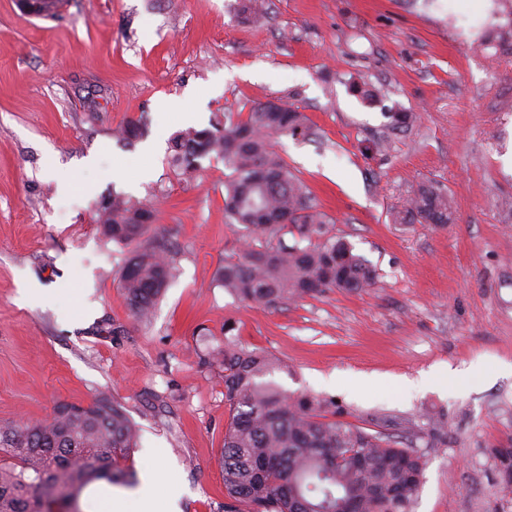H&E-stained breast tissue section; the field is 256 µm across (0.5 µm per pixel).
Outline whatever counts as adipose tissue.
Segmentation results:
<instances>
[{
  "mask_svg": "<svg viewBox=\"0 0 512 512\" xmlns=\"http://www.w3.org/2000/svg\"><path fill=\"white\" fill-rule=\"evenodd\" d=\"M144 472L145 482L133 491L116 492L108 486L90 488L85 512H127L131 505L136 512H177L175 499L162 496L159 491L156 461H148Z\"/></svg>",
  "mask_w": 512,
  "mask_h": 512,
  "instance_id": "obj_1",
  "label": "adipose tissue"
}]
</instances>
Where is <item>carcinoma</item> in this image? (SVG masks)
I'll list each match as a JSON object with an SVG mask.
<instances>
[{"label": "carcinoma", "instance_id": "1", "mask_svg": "<svg viewBox=\"0 0 512 512\" xmlns=\"http://www.w3.org/2000/svg\"><path fill=\"white\" fill-rule=\"evenodd\" d=\"M307 116L292 105L257 103L246 119L188 128L172 139V166L184 173L215 153L231 174L224 210L246 241L241 256L218 268L234 297L261 308L326 291L373 285L374 271L331 229L303 181L271 148L285 135L305 137ZM153 212L113 194L102 206L103 234L132 246L120 287L133 317L146 320L173 274L167 239L149 234ZM403 219L448 224V194L420 185ZM291 236L288 243L285 236ZM224 321L217 360L224 373V512H411L421 490L426 452L382 430L350 422L351 412L312 393L294 394L267 377L285 369L272 355L241 345ZM126 409L107 395L89 405L60 402L45 423H0V512H82L90 482L124 484L116 466L138 446ZM504 488L512 490V447L489 449Z\"/></svg>", "mask_w": 512, "mask_h": 512}]
</instances>
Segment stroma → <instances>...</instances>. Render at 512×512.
Instances as JSON below:
<instances>
[{"label":"stroma","mask_w":512,"mask_h":512,"mask_svg":"<svg viewBox=\"0 0 512 512\" xmlns=\"http://www.w3.org/2000/svg\"><path fill=\"white\" fill-rule=\"evenodd\" d=\"M268 2L247 20L236 0H64L51 17L0 0V422L108 394L139 429L121 467L141 473L158 453L181 512H224L228 409L203 357L229 320L287 363L273 376L287 391L408 438H430L426 411L445 416L413 512H512L487 453L512 445V50L473 48L508 21L494 0ZM268 101L308 117L309 137L274 148L375 268L373 287L264 309L217 284L243 250L228 170L213 154L175 172L170 143ZM397 112L415 119L395 125ZM132 119L144 132L128 142ZM422 182L452 196L453 223L402 220ZM115 193L148 203L173 244L146 323L120 289L130 248L98 224Z\"/></svg>","instance_id":"1"}]
</instances>
